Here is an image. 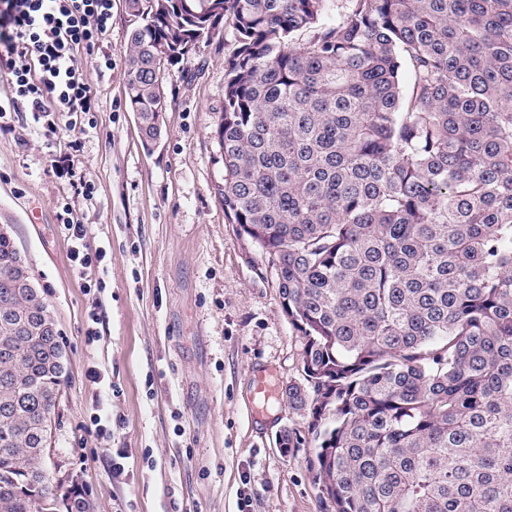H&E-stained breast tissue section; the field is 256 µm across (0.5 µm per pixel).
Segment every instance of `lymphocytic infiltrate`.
I'll list each match as a JSON object with an SVG mask.
<instances>
[{
	"label": "lymphocytic infiltrate",
	"instance_id": "1",
	"mask_svg": "<svg viewBox=\"0 0 512 512\" xmlns=\"http://www.w3.org/2000/svg\"><path fill=\"white\" fill-rule=\"evenodd\" d=\"M112 0H0V73L11 88L0 98V130L15 132L7 114L29 111L42 122L44 137L74 127L75 116L98 111L96 94L83 77V61L111 67L100 43L109 31ZM59 220L80 268L100 265L103 251H89L87 229L70 205Z\"/></svg>",
	"mask_w": 512,
	"mask_h": 512
}]
</instances>
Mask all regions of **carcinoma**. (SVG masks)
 Listing matches in <instances>:
<instances>
[{
    "instance_id": "carcinoma-1",
    "label": "carcinoma",
    "mask_w": 512,
    "mask_h": 512,
    "mask_svg": "<svg viewBox=\"0 0 512 512\" xmlns=\"http://www.w3.org/2000/svg\"><path fill=\"white\" fill-rule=\"evenodd\" d=\"M146 141L224 26V216L305 343L288 404L335 512H512V0H125ZM410 76L404 83V75ZM0 228V512H46L63 344ZM65 512H93L79 488Z\"/></svg>"
}]
</instances>
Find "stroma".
<instances>
[{"mask_svg": "<svg viewBox=\"0 0 512 512\" xmlns=\"http://www.w3.org/2000/svg\"><path fill=\"white\" fill-rule=\"evenodd\" d=\"M125 31L124 0H112L101 46L112 67L83 63L100 101L88 123L50 142L28 123L24 147L0 134V224L31 261L66 351L43 462L54 496L79 486L95 512H334L311 449L278 441L288 428L308 434L284 393L301 377L304 340L268 255L228 223L215 193L212 131L234 35L221 30L171 70L163 136L148 149L125 106ZM53 155L73 156L72 174H55ZM78 176L93 182L92 200L77 198ZM67 202L106 253L86 278L57 220ZM264 370L279 393L261 405L253 378Z\"/></svg>", "mask_w": 512, "mask_h": 512, "instance_id": "1", "label": "stroma"}]
</instances>
